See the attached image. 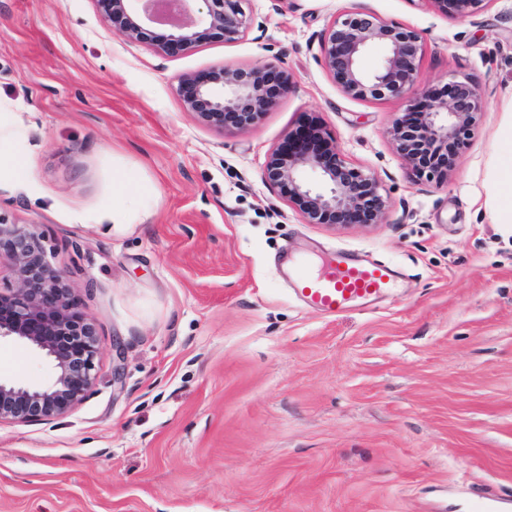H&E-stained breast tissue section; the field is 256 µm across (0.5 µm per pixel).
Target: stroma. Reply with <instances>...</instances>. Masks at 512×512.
Here are the masks:
<instances>
[{
    "instance_id": "obj_1",
    "label": "stroma",
    "mask_w": 512,
    "mask_h": 512,
    "mask_svg": "<svg viewBox=\"0 0 512 512\" xmlns=\"http://www.w3.org/2000/svg\"><path fill=\"white\" fill-rule=\"evenodd\" d=\"M233 43L156 52L166 27L116 36L102 0H0V116L25 132L0 223L31 225L99 337L97 381L67 415L0 425V512H512V226L487 198L512 114V0L469 17L429 0H246ZM354 10L423 37L418 90L451 77L483 112L447 184L416 179L388 131L407 101L345 97L316 59ZM281 59L292 85L248 131L200 123L178 79ZM317 126L377 173L385 223H303L262 181L268 153ZM152 188L121 232L76 222L115 173ZM345 249L397 286L337 316L278 266ZM52 362L0 340V378L52 383Z\"/></svg>"
}]
</instances>
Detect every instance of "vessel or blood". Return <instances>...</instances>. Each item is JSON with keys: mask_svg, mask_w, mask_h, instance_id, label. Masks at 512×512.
<instances>
[{"mask_svg": "<svg viewBox=\"0 0 512 512\" xmlns=\"http://www.w3.org/2000/svg\"><path fill=\"white\" fill-rule=\"evenodd\" d=\"M396 279L391 266L339 250L321 262L302 265L295 277V292L309 308L334 316L388 293Z\"/></svg>", "mask_w": 512, "mask_h": 512, "instance_id": "b4317fda", "label": "vessel or blood"}]
</instances>
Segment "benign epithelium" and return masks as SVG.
Wrapping results in <instances>:
<instances>
[{
  "instance_id": "1",
  "label": "benign epithelium",
  "mask_w": 512,
  "mask_h": 512,
  "mask_svg": "<svg viewBox=\"0 0 512 512\" xmlns=\"http://www.w3.org/2000/svg\"><path fill=\"white\" fill-rule=\"evenodd\" d=\"M203 3L194 9L193 3ZM114 34L137 42L141 19L171 26L167 44L184 50L218 35L226 42L243 36L254 20L247 16L245 0H171L170 15L157 9L158 0H103ZM439 11L469 16L483 0H427ZM378 41L387 47L379 67L366 73L358 60L363 50ZM422 36L413 28L389 24L354 11L345 14L321 38L320 63L341 93L352 99H404L414 90ZM184 109L200 121L224 130L243 131L253 126L291 87L288 71L275 62L259 67L221 65L200 81L181 79ZM482 107L480 89L467 77L446 83L441 97L425 90L412 108L393 121V149L415 177L446 183L460 149ZM318 174L319 185L302 177ZM264 184L285 199L307 224L338 227L384 223L387 199L378 175L349 163L336 145L315 129L305 140L274 149L263 168ZM8 263L17 275V288L0 295V338L12 337L45 352L55 363L56 378L46 388L21 386L0 380V424L27 423L68 413L96 383L98 339L94 326L72 305L67 275L54 269L43 256L40 235L24 225H0V264Z\"/></svg>"
}]
</instances>
